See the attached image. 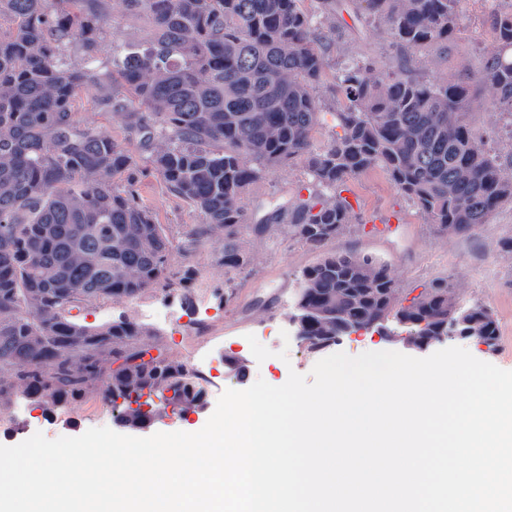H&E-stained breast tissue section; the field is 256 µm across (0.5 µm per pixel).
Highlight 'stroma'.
<instances>
[{"mask_svg": "<svg viewBox=\"0 0 512 512\" xmlns=\"http://www.w3.org/2000/svg\"><path fill=\"white\" fill-rule=\"evenodd\" d=\"M495 6L496 0H464L458 39L442 52L419 51L421 74L438 84L457 79L465 67L471 74H478L498 49L489 21ZM324 32L328 67L317 91L322 121L314 138L319 145L334 132L333 114L343 104L335 79L340 64L369 59L388 70L399 60L383 28L369 24L362 9L348 8ZM150 38L151 28L144 16L131 13L124 0H111L108 42L98 56L99 68L110 66L113 46L140 50ZM478 91L482 104L468 117L473 135L498 152L502 171L510 177L512 131L504 116L490 107L492 89L482 85ZM133 175L142 205L167 235L174 241H184L193 225L201 223V214L171 194L145 163H138ZM307 180L301 163L280 166L250 185L245 207L251 211L260 203L296 199ZM347 186L353 200L352 220L342 234L328 242L325 251L369 255L386 264L406 303L439 280L447 282L460 303L480 302L498 324L495 348L490 350L457 336L448 338L446 344L466 348L475 358L512 371V261L497 248L499 241L512 238V204L500 207L487 223L475 226L467 235H444L426 223L382 167L374 166L349 178ZM221 239V233H214L210 244L198 247L187 259L200 270L189 297H182L176 290H150L134 299L102 300L75 313L80 322L92 326L119 317L138 322L154 332L159 348L169 359L185 363L202 360L207 403L197 411L195 420L171 413L139 429V436L204 427L225 390H243L259 379L280 386L290 372L309 375L319 359L296 336L290 313L299 274L318 262L323 251L288 237L255 244L257 261L253 270L229 283L219 261ZM187 260L174 254L170 278H177ZM227 283L232 286V296L225 301L217 291ZM251 335L271 350V357L261 362L255 359L247 341ZM282 350L287 353L283 359L278 356ZM233 360L242 363V371L230 368ZM97 427L123 435L128 432L114 420L111 404L99 399L61 409L51 420L41 410L23 404L17 408L14 422L0 423V445L19 444L37 432L55 439L78 436Z\"/></svg>", "mask_w": 512, "mask_h": 512, "instance_id": "obj_1", "label": "stroma"}]
</instances>
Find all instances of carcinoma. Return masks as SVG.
I'll use <instances>...</instances> for the list:
<instances>
[{"mask_svg": "<svg viewBox=\"0 0 512 512\" xmlns=\"http://www.w3.org/2000/svg\"><path fill=\"white\" fill-rule=\"evenodd\" d=\"M366 3L401 53L396 73L374 75L356 60L336 72L343 110L327 143L312 133L314 92L326 55L322 21ZM109 0H0V421L25 401L51 418L62 407L100 398L116 421L142 428L166 413L205 402L202 378L163 355L154 334L126 319L100 326L70 310L134 299L168 280L175 250L206 244L220 229L221 263L232 276L255 263L250 239L283 234L314 250L345 231L349 178L384 167L397 190L443 234H463L512 203V178L499 156L478 145L468 114L478 104L469 77L437 86L416 72L423 48L446 49L460 33L463 0H124L152 27L141 54L119 56L104 75L90 60L109 19ZM498 51L479 81L512 119V3L490 15ZM90 96L138 139L168 189L200 211L176 244L140 202L134 158L106 131L81 127L73 111ZM136 102L139 108L129 109ZM303 163L307 198L261 209L247 223L246 189L282 164ZM200 270L183 267L189 299ZM292 321L313 352L359 330L407 333L426 349L448 336L489 348L498 325L481 304L461 305L448 284L402 304L390 269L369 256L328 252L298 277ZM164 403L157 404L155 399Z\"/></svg>", "mask_w": 512, "mask_h": 512, "instance_id": "carcinoma-1", "label": "carcinoma"}]
</instances>
